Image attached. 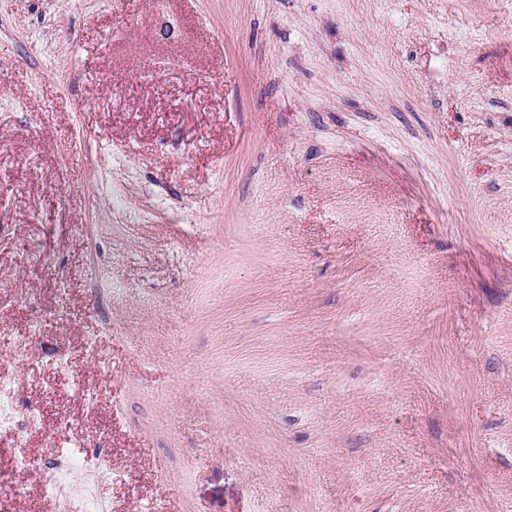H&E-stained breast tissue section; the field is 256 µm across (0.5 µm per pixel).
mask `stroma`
I'll return each instance as SVG.
<instances>
[{
    "label": "stroma",
    "mask_w": 512,
    "mask_h": 512,
    "mask_svg": "<svg viewBox=\"0 0 512 512\" xmlns=\"http://www.w3.org/2000/svg\"><path fill=\"white\" fill-rule=\"evenodd\" d=\"M496 13L0 0L13 512H512ZM69 458H71L70 455L65 456V464L47 462L43 465L47 491L53 492L68 482L70 474Z\"/></svg>",
    "instance_id": "35a3bbf8"
}]
</instances>
